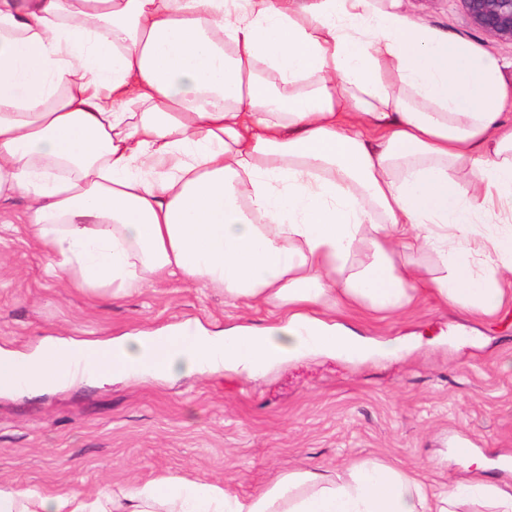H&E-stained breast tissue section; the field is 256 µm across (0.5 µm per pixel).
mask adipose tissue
Returning <instances> with one entry per match:
<instances>
[{
	"label": "adipose tissue",
	"instance_id": "adipose-tissue-1",
	"mask_svg": "<svg viewBox=\"0 0 512 512\" xmlns=\"http://www.w3.org/2000/svg\"><path fill=\"white\" fill-rule=\"evenodd\" d=\"M505 67L397 0H0V203L27 199L32 236L72 287L118 294L177 275L277 311L262 328L101 342L93 376L363 357L370 341L334 309L505 304ZM86 347L0 349V392L56 384ZM475 496L512 512V487L431 495L375 461L333 478L296 469L244 499L176 482L94 500L0 489V512H456Z\"/></svg>",
	"mask_w": 512,
	"mask_h": 512
}]
</instances>
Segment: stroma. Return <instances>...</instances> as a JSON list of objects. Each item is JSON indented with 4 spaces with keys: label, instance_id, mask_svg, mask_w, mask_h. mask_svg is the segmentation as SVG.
<instances>
[{
    "label": "stroma",
    "instance_id": "obj_1",
    "mask_svg": "<svg viewBox=\"0 0 512 512\" xmlns=\"http://www.w3.org/2000/svg\"><path fill=\"white\" fill-rule=\"evenodd\" d=\"M432 27L508 62L512 45L468 24L458 0H403ZM17 197L0 204V348L43 339L102 340L168 323L228 328L273 320L269 306L225 303L215 288L170 276L125 295L72 288L35 242ZM337 321L395 357L352 362L301 355L247 377L84 381L0 394V487L94 498L168 478L246 498L279 474L343 472L373 460L441 487L512 486V303L480 319L424 299L398 316L348 309ZM462 443L481 465L448 457Z\"/></svg>",
    "mask_w": 512,
    "mask_h": 512
}]
</instances>
